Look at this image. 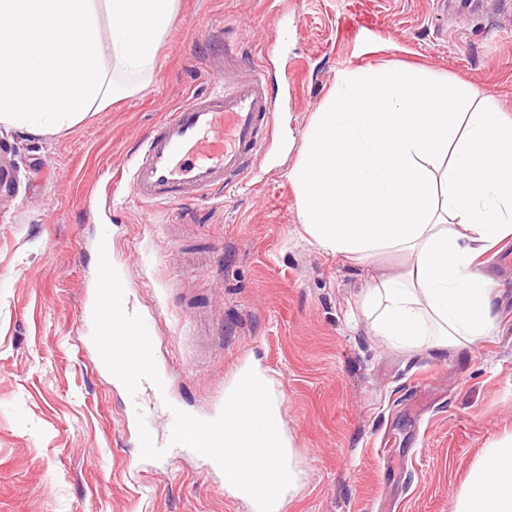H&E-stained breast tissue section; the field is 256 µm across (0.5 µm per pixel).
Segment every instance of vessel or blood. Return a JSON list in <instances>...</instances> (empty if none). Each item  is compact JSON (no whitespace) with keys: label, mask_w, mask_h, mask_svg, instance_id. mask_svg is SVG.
<instances>
[{"label":"vessel or blood","mask_w":512,"mask_h":512,"mask_svg":"<svg viewBox=\"0 0 512 512\" xmlns=\"http://www.w3.org/2000/svg\"><path fill=\"white\" fill-rule=\"evenodd\" d=\"M235 51L225 50L210 67L221 76L218 90L191 95L142 138L132 164L135 198L150 207L188 204L236 188L275 133V108L264 64L240 73ZM129 281L112 265L108 240L98 247L96 281L82 316L86 347L99 370L125 390L126 419L171 398V381L152 359L153 323L127 302Z\"/></svg>","instance_id":"vessel-or-blood-1"}]
</instances>
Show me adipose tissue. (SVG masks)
I'll return each mask as SVG.
<instances>
[{
  "mask_svg": "<svg viewBox=\"0 0 512 512\" xmlns=\"http://www.w3.org/2000/svg\"><path fill=\"white\" fill-rule=\"evenodd\" d=\"M178 0H0V125L46 135L139 92ZM288 177L324 251L408 254L361 306L394 347L442 352L492 334L478 257L512 236V114L424 72L345 71ZM455 512H512V434L483 449Z\"/></svg>",
  "mask_w": 512,
  "mask_h": 512,
  "instance_id": "ef3b65f1",
  "label": "adipose tissue"
}]
</instances>
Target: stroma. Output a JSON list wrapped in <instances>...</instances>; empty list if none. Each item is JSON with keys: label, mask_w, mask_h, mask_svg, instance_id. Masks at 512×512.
Wrapping results in <instances>:
<instances>
[{"label": "stroma", "mask_w": 512, "mask_h": 512, "mask_svg": "<svg viewBox=\"0 0 512 512\" xmlns=\"http://www.w3.org/2000/svg\"><path fill=\"white\" fill-rule=\"evenodd\" d=\"M227 48L264 61L274 139L234 192L147 209L126 175L139 140L217 88L208 59ZM383 67L512 113V0H179L134 96L50 135L0 126L15 176L0 198V512H249L204 456L141 459L122 387L81 348L105 236L182 406L209 412L250 361L273 379L304 473L286 512H454L481 450L512 433V267L480 258L493 336L392 347L359 295L405 254L322 250L288 178L339 73Z\"/></svg>", "instance_id": "35a3bbf8"}]
</instances>
